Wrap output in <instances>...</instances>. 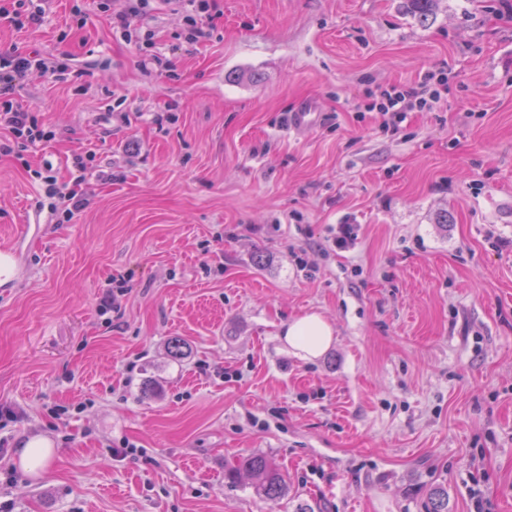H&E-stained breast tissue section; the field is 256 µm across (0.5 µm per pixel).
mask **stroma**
Returning a JSON list of instances; mask_svg holds the SVG:
<instances>
[{
  "label": "stroma",
  "mask_w": 512,
  "mask_h": 512,
  "mask_svg": "<svg viewBox=\"0 0 512 512\" xmlns=\"http://www.w3.org/2000/svg\"><path fill=\"white\" fill-rule=\"evenodd\" d=\"M216 4L193 45L156 11L149 67L94 0L0 23V50L65 66L17 90L56 139L0 155V512H429L437 489L512 512V13ZM429 74L447 96L386 130L373 95ZM86 150L111 178L63 224L34 172L70 183ZM310 313L334 335L305 360L282 331ZM35 436L42 476L16 460ZM253 453L285 497L225 481ZM51 447L43 438L24 439L18 444L16 456L25 471L34 472L35 469H39L42 472L48 468L52 456Z\"/></svg>",
  "instance_id": "obj_1"
}]
</instances>
